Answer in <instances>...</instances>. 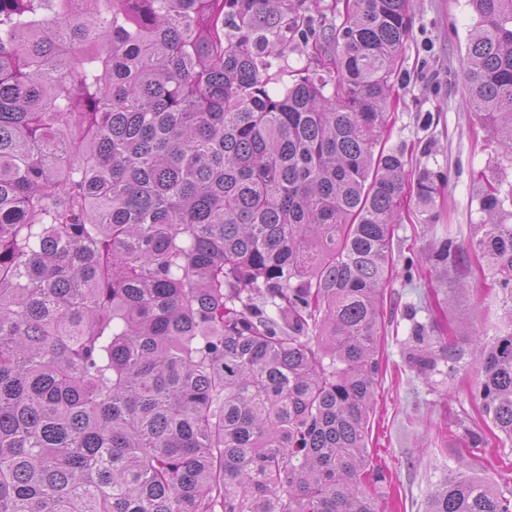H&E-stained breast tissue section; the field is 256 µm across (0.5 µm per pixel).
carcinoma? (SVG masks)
Listing matches in <instances>:
<instances>
[{
	"mask_svg": "<svg viewBox=\"0 0 512 512\" xmlns=\"http://www.w3.org/2000/svg\"><path fill=\"white\" fill-rule=\"evenodd\" d=\"M291 0H0V512H381L367 425L393 224L441 171L387 146L409 0L336 55ZM468 105L512 164V0H472ZM437 260L507 306L472 336L512 441V181ZM414 359L454 367L452 336ZM469 459L425 512H512Z\"/></svg>",
	"mask_w": 512,
	"mask_h": 512,
	"instance_id": "1",
	"label": "carcinoma"
}]
</instances>
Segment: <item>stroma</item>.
Segmentation results:
<instances>
[{"mask_svg":"<svg viewBox=\"0 0 512 512\" xmlns=\"http://www.w3.org/2000/svg\"><path fill=\"white\" fill-rule=\"evenodd\" d=\"M413 23L389 114L390 145L405 146L412 163L443 171L446 181L436 218L423 223L417 211H403L394 226V251L414 256L413 279L393 276L385 288L386 314L378 343L382 371L369 424L371 468L386 476L382 491L389 512H424L425 503L448 470L457 468L455 447L469 434L488 438L479 477L512 491V444L499 446L472 397L477 367L471 354L474 330L489 328L500 305L482 280L457 287L433 253L445 240L461 243L476 219L477 186L472 173H497L501 146L467 103L462 66L478 17L470 0H413ZM432 144L431 157L422 148ZM446 313L465 350L456 369L439 362L423 375L410 361L415 330L432 331Z\"/></svg>","mask_w":512,"mask_h":512,"instance_id":"1","label":"stroma"}]
</instances>
